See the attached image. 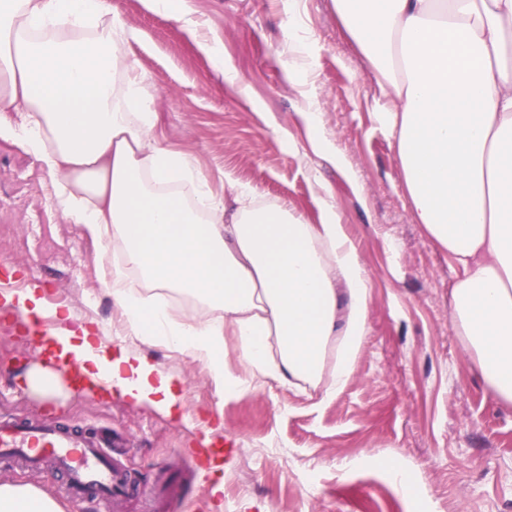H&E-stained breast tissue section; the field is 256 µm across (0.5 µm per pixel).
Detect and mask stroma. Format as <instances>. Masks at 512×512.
Wrapping results in <instances>:
<instances>
[{"mask_svg": "<svg viewBox=\"0 0 512 512\" xmlns=\"http://www.w3.org/2000/svg\"><path fill=\"white\" fill-rule=\"evenodd\" d=\"M108 3L141 33L123 52L149 79L160 142L191 153L216 195L225 183H244L309 224L319 223L324 202L336 206L371 279L370 333L343 391L315 407L272 381L219 397L200 364L155 348L153 363L185 380L186 418L176 422L94 392H30L26 374L37 357L15 310H0V416L114 434L121 461L154 496L65 500L62 473L9 461L0 479L44 488L65 512H512V406L489 396L453 325L458 270L411 221L380 121L390 98L344 36L331 0H187L200 35L238 73L235 87L174 14L143 0ZM307 110L344 169L312 150L300 117ZM0 241V276L62 295L68 327L117 320L97 247L54 209L35 158L4 140ZM216 415L224 426L214 441L233 444L220 508L211 474L188 466L203 421ZM390 457L402 462L409 490L392 476Z\"/></svg>", "mask_w": 512, "mask_h": 512, "instance_id": "obj_1", "label": "stroma"}]
</instances>
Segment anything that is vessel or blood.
<instances>
[{
    "mask_svg": "<svg viewBox=\"0 0 512 512\" xmlns=\"http://www.w3.org/2000/svg\"><path fill=\"white\" fill-rule=\"evenodd\" d=\"M53 329L49 319L26 327L29 348L42 360L65 368L75 389L111 388L110 378L88 381L80 372L77 359L58 354L51 339ZM110 446L111 440L106 435L68 429L51 418L0 419V457L31 464L48 460L64 468L68 473L65 495L70 499L92 494L104 501H118L135 493L128 470L111 458Z\"/></svg>",
    "mask_w": 512,
    "mask_h": 512,
    "instance_id": "1",
    "label": "vessel or blood"
}]
</instances>
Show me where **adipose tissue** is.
Segmentation results:
<instances>
[{
  "mask_svg": "<svg viewBox=\"0 0 512 512\" xmlns=\"http://www.w3.org/2000/svg\"><path fill=\"white\" fill-rule=\"evenodd\" d=\"M332 6L390 94L381 119L411 218L459 270L454 326L488 394L512 405V0ZM139 39L107 0H0V140L40 163L55 209L98 244L133 340L114 352L82 326L59 328L56 343L86 359L88 376L108 370L113 393L166 416L184 381L151 361L158 345L200 363L220 395L268 378L335 397L369 333L370 280L340 214L329 204L307 224L245 184L212 193L192 156L154 133L148 79L122 54ZM0 512L62 507L1 481Z\"/></svg>",
  "mask_w": 512,
  "mask_h": 512,
  "instance_id": "obj_1",
  "label": "adipose tissue"
}]
</instances>
